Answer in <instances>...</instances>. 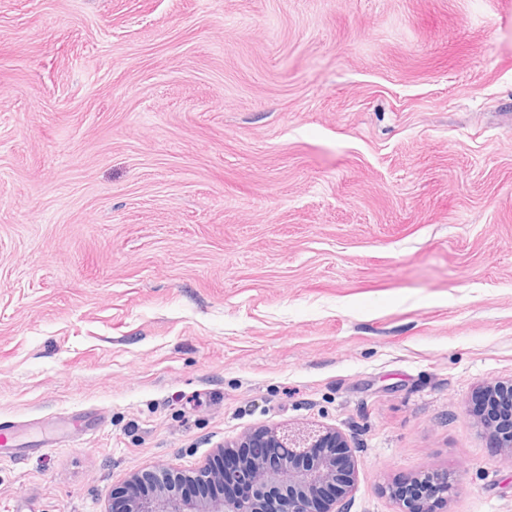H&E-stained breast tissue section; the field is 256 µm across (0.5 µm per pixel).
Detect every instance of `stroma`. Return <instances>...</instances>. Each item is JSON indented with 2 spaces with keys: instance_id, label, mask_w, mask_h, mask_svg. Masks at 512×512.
<instances>
[{
  "instance_id": "35a3bbf8",
  "label": "stroma",
  "mask_w": 512,
  "mask_h": 512,
  "mask_svg": "<svg viewBox=\"0 0 512 512\" xmlns=\"http://www.w3.org/2000/svg\"><path fill=\"white\" fill-rule=\"evenodd\" d=\"M511 379L512 0H0V512L306 422L512 512Z\"/></svg>"
}]
</instances>
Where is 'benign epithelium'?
<instances>
[{
    "label": "benign epithelium",
    "instance_id": "7a95c632",
    "mask_svg": "<svg viewBox=\"0 0 512 512\" xmlns=\"http://www.w3.org/2000/svg\"><path fill=\"white\" fill-rule=\"evenodd\" d=\"M498 410L512 414V381L488 386ZM224 469L215 472L205 467L195 478L201 483H246L252 486L249 497H201L186 499L178 482L168 471L146 473V490H136L133 512H269L272 493L284 497L279 512H346L347 498L355 488L356 466L349 440L335 428L260 427L224 445ZM428 482L431 498L406 500L389 489L402 506L400 512H432L433 500L445 499L452 488L449 475L426 473L410 477Z\"/></svg>",
    "mask_w": 512,
    "mask_h": 512
}]
</instances>
